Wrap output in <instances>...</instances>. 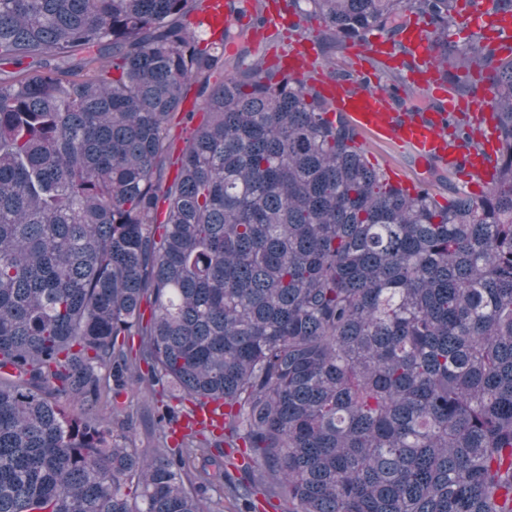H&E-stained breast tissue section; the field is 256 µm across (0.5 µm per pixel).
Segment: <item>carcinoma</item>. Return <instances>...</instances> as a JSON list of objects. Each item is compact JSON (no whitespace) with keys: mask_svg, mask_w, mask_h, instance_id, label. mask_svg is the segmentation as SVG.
I'll return each instance as SVG.
<instances>
[{"mask_svg":"<svg viewBox=\"0 0 512 512\" xmlns=\"http://www.w3.org/2000/svg\"><path fill=\"white\" fill-rule=\"evenodd\" d=\"M458 2L288 0L339 46L404 52L414 17L453 93L480 71L494 172L440 200V158L394 186L313 76L224 74L230 28L201 46L187 0H0V62L39 63L0 81V512H252L240 447L288 512H512V55L455 39ZM130 379L178 401L150 458L61 405ZM184 114H176L170 122V135L173 139V154L176 157L184 146V139L190 129L194 128L202 119L203 114L199 113L193 122L184 123Z\"/></svg>","mask_w":512,"mask_h":512,"instance_id":"carcinoma-1","label":"carcinoma"}]
</instances>
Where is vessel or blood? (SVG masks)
I'll list each match as a JSON object with an SVG mask.
<instances>
[{
	"instance_id": "obj_1",
	"label": "vessel or blood",
	"mask_w": 512,
	"mask_h": 512,
	"mask_svg": "<svg viewBox=\"0 0 512 512\" xmlns=\"http://www.w3.org/2000/svg\"><path fill=\"white\" fill-rule=\"evenodd\" d=\"M462 23L468 31L492 38L502 49L512 48V16L494 12L489 0H480L477 8L467 10ZM403 42L418 61L417 68L403 74V81L412 84L424 97L441 99L446 111H459L461 101L442 85L432 63L426 29L409 24L403 33ZM321 89L333 110L343 114L357 129L379 140L407 148L418 159L438 155L447 158L448 162H455L456 157L448 149V137L442 130L439 115L408 117L392 111L389 96L377 86L354 87L328 80L322 82ZM491 98V93L486 92L469 104L478 120L484 124L485 133L481 142L485 151L495 146L493 122L488 111Z\"/></svg>"
}]
</instances>
